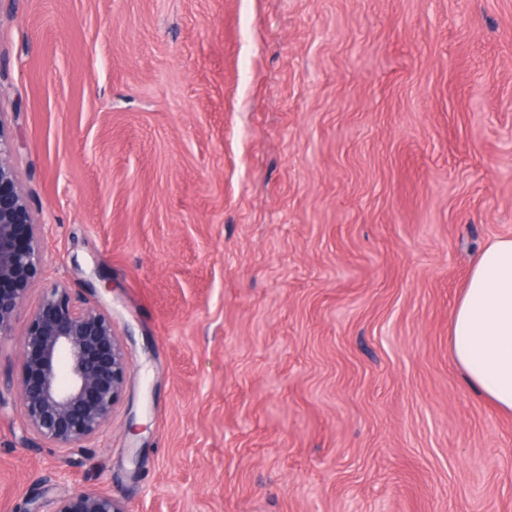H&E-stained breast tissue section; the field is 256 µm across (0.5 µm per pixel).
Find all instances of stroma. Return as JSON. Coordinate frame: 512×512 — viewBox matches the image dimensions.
<instances>
[{
  "mask_svg": "<svg viewBox=\"0 0 512 512\" xmlns=\"http://www.w3.org/2000/svg\"><path fill=\"white\" fill-rule=\"evenodd\" d=\"M47 263L129 371L45 448L0 347V512H512V415L451 313L512 238V0H0ZM42 498H29L23 512H128L125 505L100 488H81L68 497L51 502V510H44L46 502Z\"/></svg>",
  "mask_w": 512,
  "mask_h": 512,
  "instance_id": "35a3bbf8",
  "label": "stroma"
}]
</instances>
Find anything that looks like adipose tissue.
Instances as JSON below:
<instances>
[{"instance_id":"1","label":"adipose tissue","mask_w":512,"mask_h":512,"mask_svg":"<svg viewBox=\"0 0 512 512\" xmlns=\"http://www.w3.org/2000/svg\"><path fill=\"white\" fill-rule=\"evenodd\" d=\"M450 351L470 384L512 413V239L480 252L452 312Z\"/></svg>"}]
</instances>
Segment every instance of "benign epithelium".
Masks as SVG:
<instances>
[{
	"instance_id": "benign-epithelium-1",
	"label": "benign epithelium",
	"mask_w": 512,
	"mask_h": 512,
	"mask_svg": "<svg viewBox=\"0 0 512 512\" xmlns=\"http://www.w3.org/2000/svg\"><path fill=\"white\" fill-rule=\"evenodd\" d=\"M15 146L0 120V340L15 335L16 317L28 309L20 335L16 369V408L23 425L47 448H77L112 419L129 368L125 344L106 311L80 303L71 290L46 288L29 304L45 263L30 207L12 162ZM39 497L25 512H128L100 488H82L52 501Z\"/></svg>"
}]
</instances>
